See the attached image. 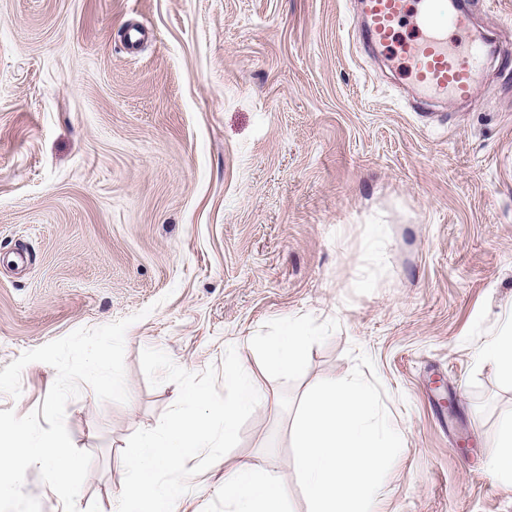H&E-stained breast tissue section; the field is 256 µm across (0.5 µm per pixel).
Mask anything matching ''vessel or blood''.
<instances>
[{
  "label": "vessel or blood",
  "instance_id": "obj_1",
  "mask_svg": "<svg viewBox=\"0 0 512 512\" xmlns=\"http://www.w3.org/2000/svg\"><path fill=\"white\" fill-rule=\"evenodd\" d=\"M361 4L370 49L404 66L421 102L473 99L482 58L493 51L483 37L468 45L449 41V29L466 28L470 19L460 0H361ZM405 22L415 28L416 37L398 38L397 29ZM493 53L507 57L512 50Z\"/></svg>",
  "mask_w": 512,
  "mask_h": 512
}]
</instances>
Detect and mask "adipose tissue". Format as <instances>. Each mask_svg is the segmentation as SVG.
I'll use <instances>...</instances> for the list:
<instances>
[{"label":"adipose tissue","mask_w":512,"mask_h":512,"mask_svg":"<svg viewBox=\"0 0 512 512\" xmlns=\"http://www.w3.org/2000/svg\"><path fill=\"white\" fill-rule=\"evenodd\" d=\"M309 340L303 323L284 322L277 335L263 344L267 368L283 375L294 373ZM287 500L285 486L258 462L241 459L224 473L225 512H288Z\"/></svg>","instance_id":"obj_1"}]
</instances>
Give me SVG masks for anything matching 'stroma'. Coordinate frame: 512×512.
I'll return each mask as SVG.
<instances>
[{
	"label": "stroma",
	"mask_w": 512,
	"mask_h": 512,
	"mask_svg": "<svg viewBox=\"0 0 512 512\" xmlns=\"http://www.w3.org/2000/svg\"><path fill=\"white\" fill-rule=\"evenodd\" d=\"M492 2L471 26L512 46V0ZM358 22V0H0V370L143 315L127 403L84 385L66 407L93 457L79 512H113L128 439L174 403L143 349L199 373L231 346L268 402L177 512H224L246 457L307 512L295 413L355 350L404 434L384 512H512L489 472L512 383L478 357L512 311V59L487 61L472 106L422 109ZM288 319L314 339L283 376L262 344ZM55 379L27 365L0 410L30 414Z\"/></svg>",
	"instance_id": "stroma-1"
}]
</instances>
